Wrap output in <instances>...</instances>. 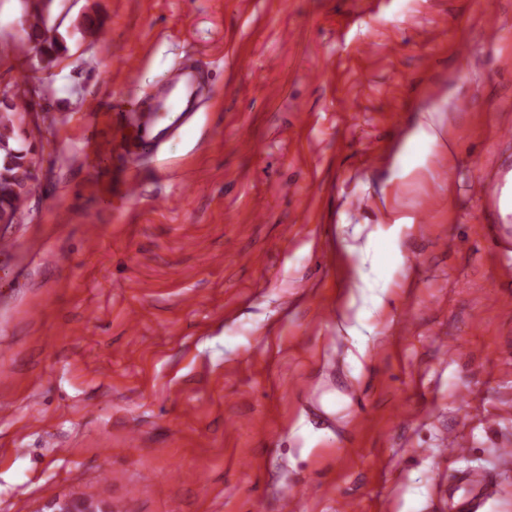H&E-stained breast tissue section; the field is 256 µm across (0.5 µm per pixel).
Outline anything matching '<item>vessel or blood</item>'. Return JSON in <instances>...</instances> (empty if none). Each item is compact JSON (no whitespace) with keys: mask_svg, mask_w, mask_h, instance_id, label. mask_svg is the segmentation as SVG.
<instances>
[{"mask_svg":"<svg viewBox=\"0 0 512 512\" xmlns=\"http://www.w3.org/2000/svg\"><path fill=\"white\" fill-rule=\"evenodd\" d=\"M200 89L196 72L185 67L172 68L155 94L131 115L122 117L115 125L114 145L131 163H139L147 153L158 152L163 132L158 126L161 113H174V126H181L189 115ZM470 492L461 500L455 512H472L474 496L487 489L488 475L480 468H470L464 473Z\"/></svg>","mask_w":512,"mask_h":512,"instance_id":"vessel-or-blood-1","label":"vessel or blood"}]
</instances>
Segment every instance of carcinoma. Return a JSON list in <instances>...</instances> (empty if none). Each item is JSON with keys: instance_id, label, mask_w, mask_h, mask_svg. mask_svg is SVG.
Segmentation results:
<instances>
[{"instance_id": "obj_1", "label": "carcinoma", "mask_w": 512, "mask_h": 512, "mask_svg": "<svg viewBox=\"0 0 512 512\" xmlns=\"http://www.w3.org/2000/svg\"><path fill=\"white\" fill-rule=\"evenodd\" d=\"M25 23L27 51H35L39 44L46 63H52L56 55L65 49L64 38L49 35L48 20L37 7L25 13ZM17 98L18 95H13L9 103L0 107V219L9 224L13 223L16 212L23 206L33 179L28 164L30 149L18 141L16 135V118L28 108L20 107Z\"/></svg>"}]
</instances>
